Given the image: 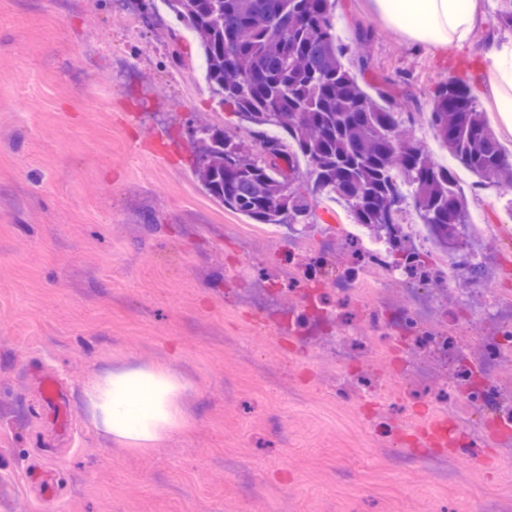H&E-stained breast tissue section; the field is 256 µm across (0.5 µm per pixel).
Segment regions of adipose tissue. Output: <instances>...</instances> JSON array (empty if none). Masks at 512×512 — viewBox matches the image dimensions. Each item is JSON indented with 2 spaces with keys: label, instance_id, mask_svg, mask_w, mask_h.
<instances>
[{
  "label": "adipose tissue",
  "instance_id": "obj_1",
  "mask_svg": "<svg viewBox=\"0 0 512 512\" xmlns=\"http://www.w3.org/2000/svg\"><path fill=\"white\" fill-rule=\"evenodd\" d=\"M369 7L413 45H478L481 86L493 99L497 122L512 132V38L476 44L480 0H370ZM189 388L172 365H150L94 376L83 384L82 395L102 437L146 451L189 429L181 404Z\"/></svg>",
  "mask_w": 512,
  "mask_h": 512
}]
</instances>
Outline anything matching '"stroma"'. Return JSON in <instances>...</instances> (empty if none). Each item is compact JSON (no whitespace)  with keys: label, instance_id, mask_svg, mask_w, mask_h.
Segmentation results:
<instances>
[{"label":"stroma","instance_id":"35a3bbf8","mask_svg":"<svg viewBox=\"0 0 512 512\" xmlns=\"http://www.w3.org/2000/svg\"><path fill=\"white\" fill-rule=\"evenodd\" d=\"M161 8L0 0V512H512V427L466 405L460 373L489 364L512 412V352L495 347L512 320L499 189L461 171L486 230L454 252V281L435 284L365 265L344 203L315 199L281 234L224 207L197 177L193 131L250 146L253 127L200 79L195 39ZM334 20L343 43L369 35L363 89L391 94L412 139L452 165L428 122L432 92L477 90L474 49L411 46L367 0H336ZM416 294L447 346L410 338ZM374 308L388 337L369 329ZM290 315L298 334L281 328ZM128 361L191 381L189 435L146 452L95 435L79 386Z\"/></svg>","mask_w":512,"mask_h":512}]
</instances>
